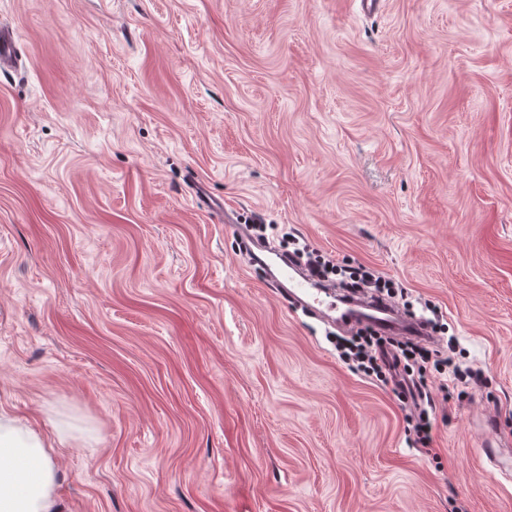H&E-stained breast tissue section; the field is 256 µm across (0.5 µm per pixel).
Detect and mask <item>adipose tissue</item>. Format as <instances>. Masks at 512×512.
Returning a JSON list of instances; mask_svg holds the SVG:
<instances>
[{
    "mask_svg": "<svg viewBox=\"0 0 512 512\" xmlns=\"http://www.w3.org/2000/svg\"><path fill=\"white\" fill-rule=\"evenodd\" d=\"M55 442L0 414V512H68L57 493Z\"/></svg>",
    "mask_w": 512,
    "mask_h": 512,
    "instance_id": "ef3b65f1",
    "label": "adipose tissue"
}]
</instances>
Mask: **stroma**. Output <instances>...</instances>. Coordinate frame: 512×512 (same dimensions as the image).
<instances>
[{"mask_svg": "<svg viewBox=\"0 0 512 512\" xmlns=\"http://www.w3.org/2000/svg\"><path fill=\"white\" fill-rule=\"evenodd\" d=\"M0 411L70 512H512V0H0ZM202 181L224 211L197 203ZM394 279L413 402L240 250ZM489 415L492 430L475 427ZM340 347L343 349V358L355 364L357 371L375 376L386 384L393 382V373L396 375L398 371L405 377L403 380L411 383L415 392L427 398L430 405L426 373L443 374L451 367L455 375L458 376L460 372L451 355L454 348L450 345L448 356H444L424 345L381 336L372 330L370 336H355L354 341L341 342Z\"/></svg>", "mask_w": 512, "mask_h": 512, "instance_id": "stroma-1", "label": "stroma"}]
</instances>
